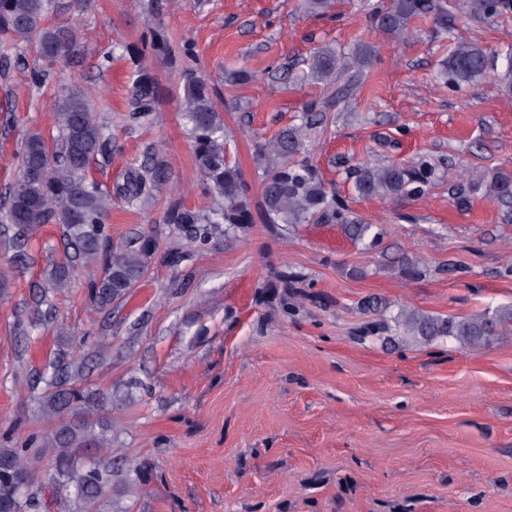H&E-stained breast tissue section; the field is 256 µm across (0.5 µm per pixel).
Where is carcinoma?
<instances>
[{"mask_svg": "<svg viewBox=\"0 0 512 512\" xmlns=\"http://www.w3.org/2000/svg\"><path fill=\"white\" fill-rule=\"evenodd\" d=\"M89 0H0V66L29 70L32 85L41 86L50 69L73 67L85 55L80 29L69 14L86 7ZM168 0H149L148 38L139 48H127L135 78L129 101V120L142 123L156 111L158 92L152 76L141 63L149 54L171 55L161 28ZM472 17L489 18L512 11V0H468ZM375 28L390 38L404 39L411 22L429 17L439 30H448V8L443 0H383L369 6ZM35 52L42 67H29L26 53ZM373 50L358 46L343 56L319 48L305 60L306 76L315 83H329L351 68L368 66ZM495 56L482 46L457 42L443 63L441 76L448 88L474 82L494 68ZM181 111L188 126L191 149L210 205L189 208L168 205L162 216L173 234L201 245L218 236L245 230L260 215L266 224H305L310 221L338 224L354 243L372 246L380 232L376 226L354 217L319 177L309 161L304 136L307 125L323 104L305 106V121L285 127L257 147L260 200L254 201L251 183L225 147L224 117L214 104L215 87L187 62L179 69ZM94 91L79 84L62 89L54 103L57 136L48 140L31 131L22 139L16 155L17 176L6 192L0 222L11 225L13 263L27 262L29 239L45 224L61 229L63 258L46 271L48 291L36 302L30 328L55 326L56 305L50 294L70 287L80 272L87 273L86 300L98 313L120 306L144 280L152 260L176 268L181 257L160 253V238L152 230L124 241H112L106 218L116 197L130 206L142 198L171 189L163 160L149 153L140 165H131L115 188L90 177L92 165L112 152V134L97 116ZM440 173L439 165L423 159L411 165L362 164L350 169L356 193L392 202L420 199ZM485 189L512 218V172L495 170L468 181L457 192L456 204L466 207L468 193ZM364 310L379 317V324L413 344H430L451 338L477 349L495 331L512 325V308L485 309L466 316L442 317L402 305L389 314L383 303L370 302ZM81 354L65 351L45 367L30 374L27 387L36 393L41 416L52 423L48 433L33 432L20 440L6 434L0 446V512H112V494L134 480L150 477L147 465L113 447L115 423L112 411L126 393L91 387L85 379ZM51 456L46 468L43 449Z\"/></svg>", "mask_w": 512, "mask_h": 512, "instance_id": "cac0c4a2", "label": "carcinoma"}]
</instances>
